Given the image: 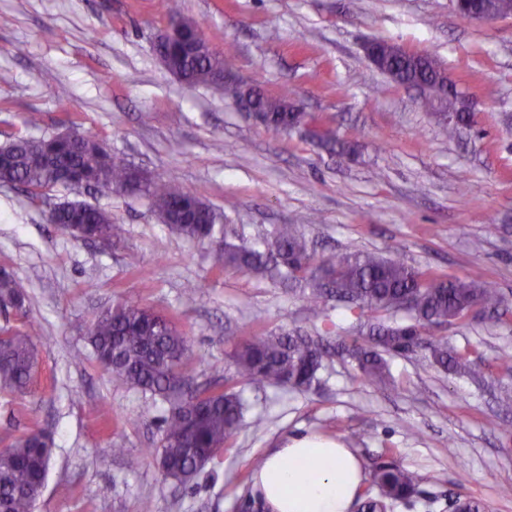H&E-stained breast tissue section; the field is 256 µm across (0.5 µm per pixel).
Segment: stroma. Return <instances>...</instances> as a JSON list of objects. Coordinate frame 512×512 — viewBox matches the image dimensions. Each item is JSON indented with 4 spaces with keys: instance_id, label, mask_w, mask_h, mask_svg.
<instances>
[{
    "instance_id": "1",
    "label": "stroma",
    "mask_w": 512,
    "mask_h": 512,
    "mask_svg": "<svg viewBox=\"0 0 512 512\" xmlns=\"http://www.w3.org/2000/svg\"><path fill=\"white\" fill-rule=\"evenodd\" d=\"M234 79L289 93L319 125L356 142L341 157L296 130L276 136L235 100L190 87L152 47L160 0H0V146L9 136L71 128L95 136L152 179L182 187L255 248L299 225L312 254L371 251L481 280L512 307V16L493 25L457 16L449 0H181ZM385 39L433 53L473 111L452 139L367 59ZM37 126H28L30 115ZM469 184L468 195L459 192ZM83 201L124 233L112 246L46 223L50 207ZM24 279L40 327L28 390L0 400V447L52 432L54 455L35 512H249L266 453L308 432L345 443L365 469L393 461L419 493L391 512H448V499L512 512V316L477 314L430 333L481 357L484 378L443 371L422 355L388 364L397 388L369 386L340 340L366 335L370 313L328 299L313 309L297 283L217 271L209 244L173 233L141 195L57 187L43 199L0 184V270ZM197 285L184 305L181 290ZM140 301L175 321L196 385L241 391L242 426L224 455L187 485L164 477L166 406L113 388L87 339L113 303ZM295 330L331 351L305 391L240 381L228 355L246 336ZM265 424L254 429L255 417ZM124 452L112 454L113 443Z\"/></svg>"
}]
</instances>
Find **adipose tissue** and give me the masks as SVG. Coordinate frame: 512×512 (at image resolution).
<instances>
[{
	"mask_svg": "<svg viewBox=\"0 0 512 512\" xmlns=\"http://www.w3.org/2000/svg\"><path fill=\"white\" fill-rule=\"evenodd\" d=\"M363 481L352 449L313 433L288 438L253 473L267 512H351Z\"/></svg>",
	"mask_w": 512,
	"mask_h": 512,
	"instance_id": "adipose-tissue-1",
	"label": "adipose tissue"
}]
</instances>
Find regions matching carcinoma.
I'll use <instances>...</instances> for the list:
<instances>
[{
	"instance_id": "carcinoma-1",
	"label": "carcinoma",
	"mask_w": 512,
	"mask_h": 512,
	"mask_svg": "<svg viewBox=\"0 0 512 512\" xmlns=\"http://www.w3.org/2000/svg\"><path fill=\"white\" fill-rule=\"evenodd\" d=\"M167 18L179 22L183 40L197 32V22L182 13L179 0H163ZM171 65L189 86L202 85L218 94L238 95V86L219 83L211 78L215 70L228 66L216 53L201 57L176 44L169 51ZM442 63L431 53L422 58H393L388 70L402 80L422 79L434 84ZM270 113L267 128L285 132L310 119L305 112L292 111L288 95L260 97ZM471 122V116L459 112L455 121L442 120V134L453 138ZM320 138L336 146L338 154L350 155L356 144L336 137L325 128ZM46 150L59 153V163L81 167L97 186L116 194L127 191L133 181V169L125 161L105 151L92 135H85L76 145L64 146L52 137L17 136L0 146V183L22 186L33 198H41L58 187L56 172L43 159ZM155 214L164 218L176 202L203 204L198 197L183 190L179 180L169 177L151 181L139 188ZM208 224H172L170 229L190 241L220 242L217 268H238L256 277L275 280L284 275L299 276L304 281L303 294L309 303L321 309L326 302L325 277L337 279V297L348 299L360 310L388 311L392 301L405 294L412 299L411 323L398 328L377 325L367 339L345 346L356 363L360 376L370 384L393 389L386 356L429 352L432 362L444 369L481 374L476 362L431 338L422 328L434 322L457 321L478 306L497 313L502 306L499 291L485 282L419 270L403 260L366 252L336 254L316 268L308 260L307 240L295 224H281L266 241L260 253L243 241L227 243L220 234L221 216L208 210ZM46 221L66 234L71 226L82 229V238L104 245L121 237L122 226L112 222V214L95 208L71 211L49 210ZM26 282L8 273L0 274V301L22 311L19 323L0 325V396L12 397L26 391L38 367L37 330L23 311L27 299ZM88 339L96 360L109 374L112 386L137 389L167 404L163 418V438L158 449L165 477L188 484L200 472L202 460L215 461L236 434L244 414L241 392L205 387L196 395H187L177 387L185 379L188 347L185 336L166 316L141 302L122 301L103 311L88 328ZM321 344L297 332H271L264 336H245L231 355L237 375L254 386L273 385L306 390L316 379L322 364ZM54 438L42 428L31 429L0 448V508L4 512H33L45 487L53 455ZM371 489L357 493L363 500V512H385L389 504L406 500L416 493V474L394 462L374 467Z\"/></svg>"
}]
</instances>
